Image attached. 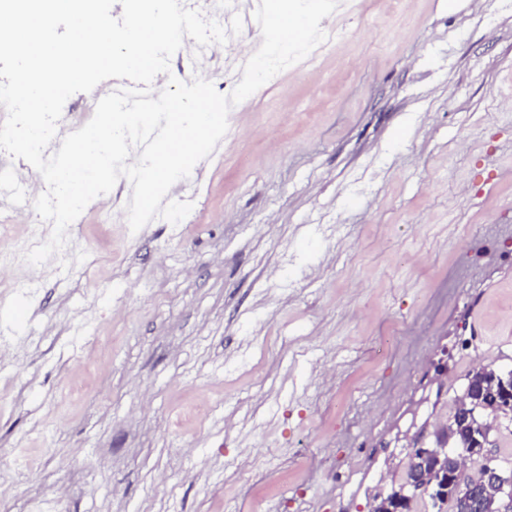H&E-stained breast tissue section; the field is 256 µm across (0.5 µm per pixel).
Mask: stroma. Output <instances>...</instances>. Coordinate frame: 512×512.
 Returning a JSON list of instances; mask_svg holds the SVG:
<instances>
[{
  "mask_svg": "<svg viewBox=\"0 0 512 512\" xmlns=\"http://www.w3.org/2000/svg\"><path fill=\"white\" fill-rule=\"evenodd\" d=\"M226 0L197 48L229 94L262 42ZM131 231L119 178L66 252L0 277V512H371L473 366L512 368V0H339ZM72 95L57 125L130 87ZM51 232L41 174L5 157Z\"/></svg>",
  "mask_w": 512,
  "mask_h": 512,
  "instance_id": "35a3bbf8",
  "label": "stroma"
}]
</instances>
